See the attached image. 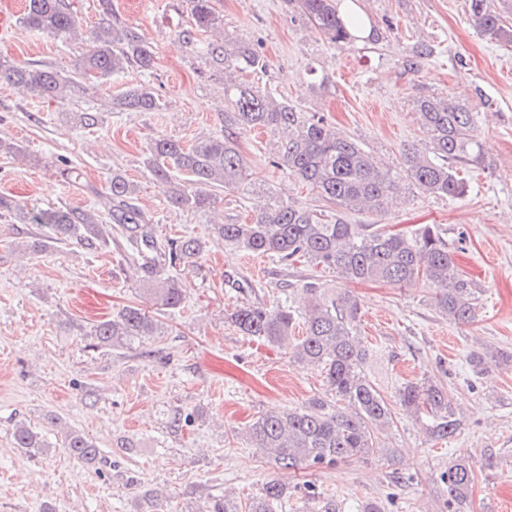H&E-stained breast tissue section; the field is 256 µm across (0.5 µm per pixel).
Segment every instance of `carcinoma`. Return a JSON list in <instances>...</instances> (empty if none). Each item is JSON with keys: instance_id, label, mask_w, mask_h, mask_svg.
<instances>
[{"instance_id": "1", "label": "carcinoma", "mask_w": 512, "mask_h": 512, "mask_svg": "<svg viewBox=\"0 0 512 512\" xmlns=\"http://www.w3.org/2000/svg\"><path fill=\"white\" fill-rule=\"evenodd\" d=\"M193 22L179 32L187 44L221 24L212 0H188ZM329 41L340 47L352 43L350 20L342 18L336 0H286ZM102 19L93 34L92 46L73 71L42 64L0 65V79L23 87L47 100L63 101L74 87L104 79L133 66L150 72L155 55L137 29L112 15L111 0H100ZM467 20L479 35L500 46L512 47V0H467ZM24 26L40 34L73 39L80 20L69 0H25ZM433 54L431 45L417 42L403 66L412 71ZM205 61L224 72V130L200 139L190 147L167 137L152 140L146 165L152 175L170 180L171 171L182 172L186 181L175 182L170 202L177 208L206 211L215 203L212 189H238L249 178V165L241 154L238 135L252 130L265 133L277 161L300 183L323 201L343 212H384L405 191L358 143L341 136L324 119L309 116L269 91L239 80L247 71H264L265 55L251 43L226 35L207 43ZM163 103L152 88L140 84L112 100L119 112H155ZM420 126L429 138L425 151L409 146L402 153L410 184L424 195L460 199L468 192L467 181L454 164L480 167L484 157L474 136L473 113L448 98L420 95L414 99ZM136 186L119 174L112 175L107 190L99 195V208L74 211L66 207L28 210L0 195V213L14 215L23 224H41L59 243L76 240L112 239V226L130 245L129 261L152 270L148 289L164 309H176L183 301L172 270L197 257L203 243L194 237L161 240L150 219L128 204ZM217 237L224 244L251 254L267 256L285 264L307 262L332 270L346 281L384 283L411 288L424 283L434 290V302L442 315L456 323L472 321L477 313L479 288L461 272L439 227L425 224L414 232H391L378 224L329 223L324 211L273 201L243 224H217ZM308 307L302 320L286 307L269 309L242 305L230 314L233 325L244 335L285 347L299 365L317 367L335 400L321 397L307 405L280 413H266L245 427L253 447L282 469L310 465H337L369 456L379 448L380 434L394 423L388 399L366 373L374 352L357 336L359 306L356 297L336 293L316 282L303 288ZM302 324V335H295ZM159 321L136 305L122 308L111 319L96 324L95 336L114 346L135 338L153 336ZM403 411L424 421L436 440L453 437L460 426L456 411L441 384L431 378L406 382L395 392ZM18 448H43L41 436L20 424L13 431ZM64 444L71 455L94 463L100 448L84 434L70 430ZM448 488V512H464L474 481L466 457H456L442 472ZM309 499L321 512H336V501L309 484ZM286 497L285 487L268 482L245 504L229 498L214 499L203 512H276Z\"/></svg>"}]
</instances>
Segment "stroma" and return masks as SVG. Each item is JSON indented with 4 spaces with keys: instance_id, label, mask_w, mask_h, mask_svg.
I'll return each mask as SVG.
<instances>
[{
    "instance_id": "1",
    "label": "stroma",
    "mask_w": 512,
    "mask_h": 512,
    "mask_svg": "<svg viewBox=\"0 0 512 512\" xmlns=\"http://www.w3.org/2000/svg\"><path fill=\"white\" fill-rule=\"evenodd\" d=\"M383 36L379 44H329L285 0H214L226 33L260 45L269 66L243 81L274 93L298 110L323 117L406 184L405 200L382 213H338L351 224H382L412 232L438 225L462 272L482 291L476 319L443 316L432 289L347 283L307 263L286 265L225 246L213 224L251 220L270 199L315 207L313 191L272 164L266 134H241L238 145L254 187L220 194L214 208L174 207L169 186L146 167L150 141L164 135L192 144L223 128L224 79L197 49L178 39L191 23L187 0H112L121 21L138 29L156 53L151 73L129 68L103 83L45 101L0 79V138L25 154L0 153V195L29 209L96 208L112 174L136 185L130 204L151 220L161 239L192 235L203 253L179 266L184 301L156 305L143 272L128 261V244L28 242L49 234L37 224L0 216V512H148L145 492L160 512H202L223 496L247 501L263 485L288 489L282 512H318L305 484L333 495L336 512L364 503L385 512H446L440 476L451 459L469 458L475 473L470 512H512V362L474 373L469 355L483 347L512 352V49L478 35L466 0H357ZM24 0H0V63L37 62L72 69L89 47L27 30ZM434 54L408 72L414 43ZM147 83L160 95L156 112H115L109 103L127 86ZM445 96L476 117L475 136L486 166L459 168L465 198L426 196L408 184L401 153L428 145L414 110L420 94ZM94 113L81 127L76 116ZM315 281L348 288L361 309L358 333L382 352L368 374L386 397L405 382H439L462 410L458 433L433 440L422 424L396 411L393 427L368 459L332 467L280 469L242 435L268 411L329 397L319 369L291 362L287 349L242 335L230 315L243 304L302 310V287ZM157 318L156 335L120 347L101 344L93 327L123 306ZM26 423L45 446L16 448L13 429ZM101 448L86 465L63 446L66 430Z\"/></svg>"
}]
</instances>
